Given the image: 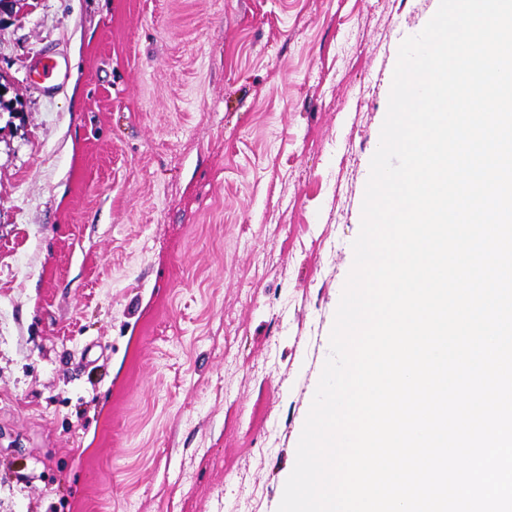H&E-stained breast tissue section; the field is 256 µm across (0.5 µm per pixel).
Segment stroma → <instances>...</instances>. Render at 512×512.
Masks as SVG:
<instances>
[{
	"instance_id": "35a3bbf8",
	"label": "stroma",
	"mask_w": 512,
	"mask_h": 512,
	"mask_svg": "<svg viewBox=\"0 0 512 512\" xmlns=\"http://www.w3.org/2000/svg\"><path fill=\"white\" fill-rule=\"evenodd\" d=\"M437 2L0 9V512H277ZM34 84L43 91L58 90L65 82L62 77V66L60 57L54 53H46L35 63Z\"/></svg>"
}]
</instances>
